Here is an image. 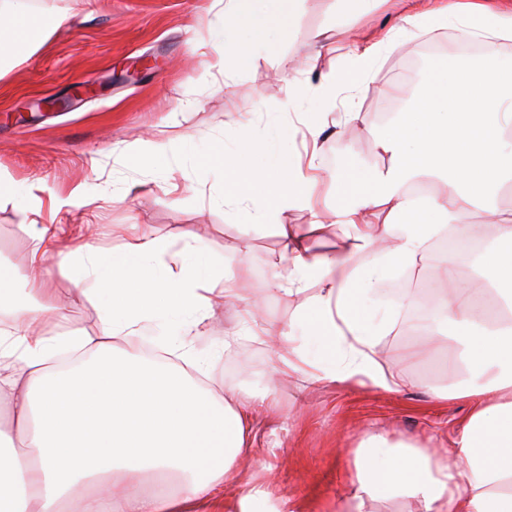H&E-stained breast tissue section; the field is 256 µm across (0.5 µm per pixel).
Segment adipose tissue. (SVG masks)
<instances>
[{
    "instance_id": "1",
    "label": "adipose tissue",
    "mask_w": 512,
    "mask_h": 512,
    "mask_svg": "<svg viewBox=\"0 0 512 512\" xmlns=\"http://www.w3.org/2000/svg\"><path fill=\"white\" fill-rule=\"evenodd\" d=\"M224 40L214 45L219 71L242 68L250 47H273L289 35L299 0H213ZM70 19L67 11H33L30 0H0V78L38 50ZM402 27L454 26L460 38L486 42L485 52L449 63L440 86L424 84L412 114L378 138L388 165L366 183L338 180L334 215L352 227L348 251L371 250L373 273L348 270L344 259L313 250L307 237L280 223V215L310 200L318 175H306L294 159L277 156L266 167H248L223 143L196 159L197 167L224 172V194L240 204L243 222L276 225L282 271L276 279L304 289L307 335L287 326L271 332L248 314L225 336L274 337L282 374L312 382H349L394 391L403 372H388L375 358L380 336L396 325L409 298L396 301L381 320L364 306L386 272L423 261L434 238L469 234L470 219L490 209L503 180L512 179V153L498 149L512 130V81L501 78L495 39L512 38V9L494 12L481 0H434L432 7L401 19ZM445 182L440 195L413 193L420 181ZM265 188L256 197L255 188ZM495 247L483 256L492 295L458 282L452 296H438L435 316L451 327L460 349L445 359L448 386L440 399H464L470 410L447 447L429 450L380 434L354 450V493L348 512H373L376 503L402 500L413 512H512V217L498 215ZM33 246L22 277L20 308L0 329V399L12 405L14 426L0 425V512H200L234 469L251 431L259 400L237 389L214 394L203 383L205 363L194 352V332L215 302L212 284L238 296L205 244L184 230L160 241L116 225L115 247L77 241L60 248L50 224H31ZM65 272L78 300L112 297L98 336L79 329L51 331L48 319L65 320L48 287L51 266ZM184 318L175 346L177 363L145 357L134 340L160 318ZM63 350L79 355L68 370L52 367ZM469 379L458 384V364ZM170 475L178 493L151 490L147 480ZM224 512H297L288 496L248 477Z\"/></svg>"
}]
</instances>
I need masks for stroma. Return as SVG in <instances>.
I'll return each instance as SVG.
<instances>
[{"label": "stroma", "instance_id": "stroma-1", "mask_svg": "<svg viewBox=\"0 0 512 512\" xmlns=\"http://www.w3.org/2000/svg\"><path fill=\"white\" fill-rule=\"evenodd\" d=\"M211 4L34 0L40 12L67 9L74 23L0 80V171L39 204L25 213L13 200L0 201V265L26 270L30 245L24 226L31 222L59 225L65 241L93 237L107 246L116 224L162 240L191 229L235 272L245 296L241 302L215 303L201 327L195 349L208 363V385L265 395L277 406L273 414L264 408L255 412L249 451L220 488V500L232 498L238 474L247 472L293 497L300 512H334L350 491L353 451L366 434L437 448L447 444L469 404L436 398L448 384L442 353L403 361V353L422 338L402 323L376 348L384 368L406 374L397 391L282 376L276 371V348L267 341H247L225 353L224 336L245 316V300H258L278 329L294 322L304 297L272 287L281 251L275 229L239 222L235 202L220 199L219 178L196 168L194 159L218 140L257 166L267 162L252 149L258 141L301 153L298 113H325L319 185L310 205L285 211L281 220L304 232L312 218H321L327 228L314 246L336 253L351 232L334 221L337 175L348 172L363 181L374 167L388 164L377 147V132L400 123L422 83L435 82L440 68L456 58V30L445 28L442 51L431 53L425 29L408 28L387 52L364 65L347 53L346 38L374 46L402 15L419 13L422 0H379L365 15L354 0H301L288 42L274 54L255 47L249 64L227 79L198 47L199 39L211 34ZM325 39L336 45L332 62L347 76L330 96L322 95L320 86L332 62L311 63ZM292 83L299 91L293 99L288 96ZM66 98L72 101L68 108H37L38 102ZM354 105L360 122L352 127L344 117ZM141 138L164 150L150 163L130 165L127 149ZM81 184L87 188L85 200L54 209V197ZM447 262V254L433 249L416 267L389 272L370 295L369 312L377 318L386 313L400 280L413 282L412 299L432 298L441 287L436 274Z\"/></svg>", "mask_w": 512, "mask_h": 512}]
</instances>
